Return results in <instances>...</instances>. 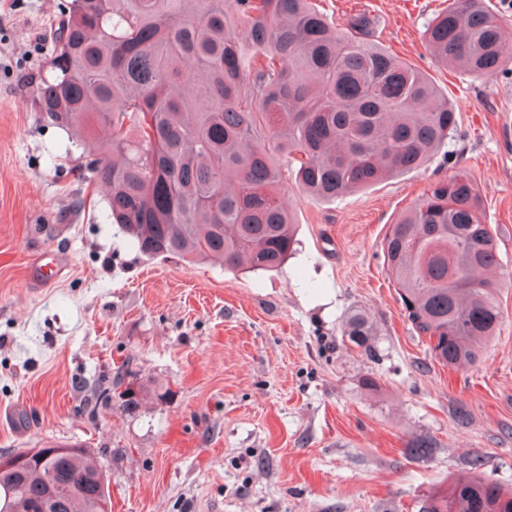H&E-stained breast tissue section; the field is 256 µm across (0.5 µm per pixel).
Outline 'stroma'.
Here are the masks:
<instances>
[{
  "label": "stroma",
  "mask_w": 512,
  "mask_h": 512,
  "mask_svg": "<svg viewBox=\"0 0 512 512\" xmlns=\"http://www.w3.org/2000/svg\"><path fill=\"white\" fill-rule=\"evenodd\" d=\"M69 2L0 0V454L88 449L112 512H419L478 455L512 487V287L481 360L449 369L383 257L390 224L464 171L512 269V64L487 79L435 61L424 32L448 0H315L342 36L368 17V41L447 95L457 129L421 168L333 200L288 182L294 255L227 270L141 254L91 197L89 150L42 116ZM355 311L378 358L342 335ZM415 439L432 454L405 458Z\"/></svg>",
  "instance_id": "35a3bbf8"
}]
</instances>
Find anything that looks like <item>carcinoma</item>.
<instances>
[{"instance_id":"carcinoma-1","label":"carcinoma","mask_w":512,"mask_h":512,"mask_svg":"<svg viewBox=\"0 0 512 512\" xmlns=\"http://www.w3.org/2000/svg\"><path fill=\"white\" fill-rule=\"evenodd\" d=\"M430 52L479 77L512 60V30L484 0H451L429 22ZM60 51L36 85L39 111L98 155L87 181L151 257L268 271L293 254L288 176L332 200L421 167L457 124L418 69L340 39L312 0H72ZM405 317L443 366L477 363L501 322L508 275L465 172L433 184L384 239ZM343 336L374 354L361 312ZM25 477L0 474V512H36L55 472L56 512H107L106 475L84 448H26ZM420 512H512V491L479 474Z\"/></svg>"}]
</instances>
